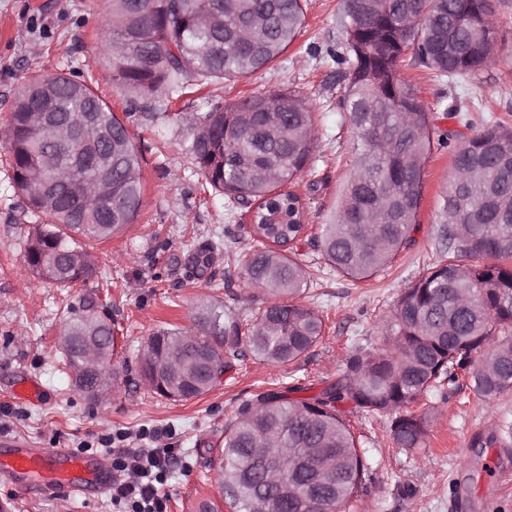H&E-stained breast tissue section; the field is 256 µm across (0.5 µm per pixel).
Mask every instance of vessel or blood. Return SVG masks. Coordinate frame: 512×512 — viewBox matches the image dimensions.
I'll list each match as a JSON object with an SVG mask.
<instances>
[{"mask_svg":"<svg viewBox=\"0 0 512 512\" xmlns=\"http://www.w3.org/2000/svg\"><path fill=\"white\" fill-rule=\"evenodd\" d=\"M0 471L17 481L37 479L45 491L64 496H88L106 489L102 462L63 448H31L19 439L0 454Z\"/></svg>","mask_w":512,"mask_h":512,"instance_id":"1","label":"vessel or blood"}]
</instances>
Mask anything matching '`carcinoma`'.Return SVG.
Segmentation results:
<instances>
[{
    "mask_svg": "<svg viewBox=\"0 0 512 512\" xmlns=\"http://www.w3.org/2000/svg\"><path fill=\"white\" fill-rule=\"evenodd\" d=\"M490 0H345L346 44L353 65L343 109L358 132L353 170L334 222L322 225L327 264L354 280L373 277L412 246L423 171L436 134L433 113L400 74L410 53L441 80L464 82L482 70L498 46ZM305 0H137L142 25L125 18L127 0H112L101 55L109 78L130 95H179L245 77L265 68L294 41ZM158 60L143 64L144 53ZM46 100L45 119L91 123L112 133L109 156L50 140L30 122ZM15 189L39 224L29 226L26 267L59 288L84 287L98 268L82 240L103 241L132 224L142 205L138 146L125 121L86 82L65 73L33 75L17 95L4 129ZM314 118L299 94L277 92L240 99L206 113L190 127L188 151L203 186L246 206L260 246L242 254L247 283L272 296L254 309L247 335L232 312L215 307L195 317V330L160 328L141 362L144 384L172 400L196 398L221 383L241 345L265 361H299L322 337L324 322L294 302L307 286L302 265L270 243L303 233L300 197L283 186L310 168ZM92 177L112 171L117 197L97 201L70 187L69 167ZM448 258L428 268L384 323L386 347L360 350L336 383L306 396L296 384L243 401L224 430L218 476L230 512H342L365 486L367 456L339 405L390 417V435L405 451L424 444L426 419L413 411L444 383L468 371L473 390L491 400L512 390V126L486 125L455 149L443 198ZM476 258L477 264L462 260ZM70 316L63 335L64 368L75 371V339L100 336L107 345L100 375L112 373L115 321L93 304ZM501 433H478L473 447L493 448ZM278 464L286 484L265 481Z\"/></svg>",
    "mask_w": 512,
    "mask_h": 512,
    "instance_id": "obj_1",
    "label": "carcinoma"
}]
</instances>
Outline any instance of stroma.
Segmentation results:
<instances>
[{
  "mask_svg": "<svg viewBox=\"0 0 512 512\" xmlns=\"http://www.w3.org/2000/svg\"><path fill=\"white\" fill-rule=\"evenodd\" d=\"M497 53L469 81H439L428 69L403 63L400 72L431 109L439 132L459 129L450 113L459 107L471 132L501 118L512 124V0H493ZM112 0H0V128L26 80L36 74L69 72L95 82L97 93L126 117L141 155L143 200L133 224L93 245L103 276L113 288L90 280L64 290L34 276L25 266L22 241L33 215L15 191L4 134L0 132V437L21 438L34 448H68L111 464L98 444L103 435H126L128 447L153 429L170 433L177 460L163 486L167 512H195L206 500L227 512L210 460L239 404L257 393L303 383H331L357 349L384 346L383 324L404 291L427 268L445 259L443 197L456 140L435 143L424 170L415 242L375 276L356 281L332 269L315 240L331 223L350 173L359 138L341 107L344 76L352 66L342 18L344 0H306L303 28L269 67L232 81L212 83L185 97L130 100L105 78L100 37ZM292 90L306 99L316 119L314 162L296 177L307 232L293 257L308 272L301 304L325 320L321 339L298 363L278 366L245 354L223 383L200 397L174 401L151 393L138 373L140 351L155 330L190 329L196 313L215 306L250 322L257 293L248 286L239 256L253 243L245 208L203 191L188 151L191 124L216 107L257 94ZM221 247L205 274L192 253L212 241ZM93 300L119 325L112 365L116 378L100 400L73 390L61 368L60 326L67 307ZM41 385L44 398L32 404L15 395L19 380ZM341 410L369 454L365 489L351 512H512V476L483 477L494 455L512 473V440L501 448H475V432L512 423V392L485 400L470 385L447 384L425 407L424 446L407 452L393 443L388 420L353 405ZM18 496L19 512H113L107 493L92 502L59 495L19 493L0 475V497Z\"/></svg>",
  "mask_w": 512,
  "mask_h": 512,
  "instance_id": "obj_1",
  "label": "stroma"
}]
</instances>
